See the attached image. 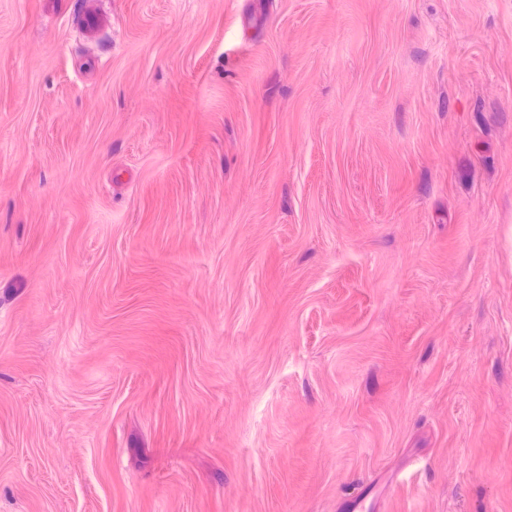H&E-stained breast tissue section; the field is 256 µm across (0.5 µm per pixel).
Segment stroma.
Here are the masks:
<instances>
[{"label": "stroma", "instance_id": "1", "mask_svg": "<svg viewBox=\"0 0 512 512\" xmlns=\"http://www.w3.org/2000/svg\"><path fill=\"white\" fill-rule=\"evenodd\" d=\"M356 497L512 512V0H0V512Z\"/></svg>", "mask_w": 512, "mask_h": 512}]
</instances>
